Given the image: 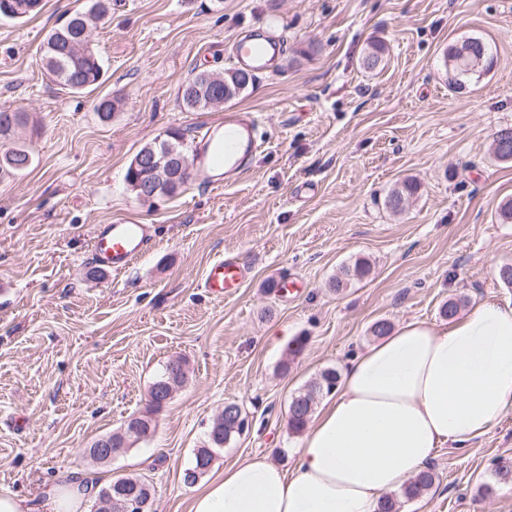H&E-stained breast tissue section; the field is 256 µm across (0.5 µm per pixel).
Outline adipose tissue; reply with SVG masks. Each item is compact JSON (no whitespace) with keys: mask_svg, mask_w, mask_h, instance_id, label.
Masks as SVG:
<instances>
[{"mask_svg":"<svg viewBox=\"0 0 512 512\" xmlns=\"http://www.w3.org/2000/svg\"><path fill=\"white\" fill-rule=\"evenodd\" d=\"M512 409V306L485 300L443 325L409 322L366 348L310 421L292 468L237 460L188 512H378L437 448H463Z\"/></svg>","mask_w":512,"mask_h":512,"instance_id":"1","label":"adipose tissue"}]
</instances>
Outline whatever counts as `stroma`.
Wrapping results in <instances>:
<instances>
[{
  "label": "stroma",
  "instance_id": "1",
  "mask_svg": "<svg viewBox=\"0 0 512 512\" xmlns=\"http://www.w3.org/2000/svg\"><path fill=\"white\" fill-rule=\"evenodd\" d=\"M87 5L42 0L28 20H0V110L25 112L16 137L34 155L25 172L0 173V493L42 512L48 486L139 474L151 512H188L183 473L225 403L251 428L215 449L211 472L255 454L292 466V397L376 343L374 322L440 325L451 299L512 305L499 276L512 265V223L498 217L512 163L491 154L495 130L512 125V0H112L90 29L104 82L75 94L46 75L39 47ZM266 25L288 53L230 105L258 119L251 171L219 188L196 171L176 194L139 200L125 183L139 150L173 131L193 147L225 113L187 109L184 82L224 74L235 38ZM472 37L495 66L450 90L448 47ZM376 41L386 52L369 69ZM407 179L418 190L393 212L386 195ZM118 220L157 234L122 273L85 260L94 226ZM227 256L249 276L218 300L201 283ZM358 258L370 275L330 288ZM280 276L299 291H274ZM175 358L186 380L150 437L90 459L92 443L146 410ZM510 459L512 410L468 446L437 449L434 485L400 512H512L495 475Z\"/></svg>",
  "mask_w": 512,
  "mask_h": 512
}]
</instances>
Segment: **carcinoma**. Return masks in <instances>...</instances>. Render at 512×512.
Wrapping results in <instances>:
<instances>
[{"label":"carcinoma","instance_id":"1","mask_svg":"<svg viewBox=\"0 0 512 512\" xmlns=\"http://www.w3.org/2000/svg\"><path fill=\"white\" fill-rule=\"evenodd\" d=\"M18 11L11 16L13 20H21L36 15L42 7L41 0H13ZM112 11V0H90L88 10L77 12L68 18V24L60 25L46 36L40 47L41 60L47 73L52 76L64 89L72 93H81L96 87L103 75V62L100 56L89 50L86 54L77 55L69 49V43L79 40L82 32L90 24L103 20ZM476 45L475 59L479 65L469 72L462 66L448 69V86L461 89L475 75L481 76L490 71L494 64V56L488 46L479 38L470 39ZM239 70L230 69L225 72V83L220 85L207 82V73L200 72L184 84L182 101L192 110L205 109L216 105V102H230L240 95L249 85V81L238 76ZM24 123V113L0 111V139L12 142V146L0 154V171L7 174L20 173L27 170L33 163V153L24 144L13 141L15 129ZM157 154L176 152L184 153L183 135L174 132L170 138L156 140L151 143ZM492 154L498 161H512V126L505 125L497 129L493 135ZM417 191V184L405 180L391 189L386 197V206L393 210L402 209L405 200ZM371 272V266L365 259H357L352 264L343 265L330 283L336 289L344 287L349 282L360 281ZM178 364L179 383H184L186 372L183 361L166 363L162 373L153 383L150 390L148 409L132 419L131 424H123L120 430L112 433L113 446L127 448L129 444L148 437L155 428L153 415L163 407L162 399L167 397L164 389L169 381V366ZM340 379L334 369H326L321 373L319 381L315 382L304 393L294 396L288 408V430L292 434H300L310 421L317 397L331 393ZM239 408L235 402L224 403L222 411L213 421L209 431L211 447L201 448L195 455L193 465L184 471L183 481L192 485L205 473L213 460L212 448H221L235 437L243 433V424L227 415V412ZM434 482L431 471L425 470L418 474L403 490L408 499L420 496Z\"/></svg>","mask_w":512,"mask_h":512}]
</instances>
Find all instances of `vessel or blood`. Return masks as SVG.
I'll use <instances>...</instances> for the list:
<instances>
[{
    "instance_id": "obj_1",
    "label": "vessel or blood",
    "mask_w": 512,
    "mask_h": 512,
    "mask_svg": "<svg viewBox=\"0 0 512 512\" xmlns=\"http://www.w3.org/2000/svg\"><path fill=\"white\" fill-rule=\"evenodd\" d=\"M284 47L266 31L255 30L237 40L233 56L257 73H264ZM259 149L258 123L250 112H228L207 126L196 142V155L212 185L239 177ZM150 225L117 222L96 225L91 239L90 257L99 266L120 273L146 254L154 243ZM247 268L233 258L215 260L207 269L202 286L213 297L241 288Z\"/></svg>"
}]
</instances>
